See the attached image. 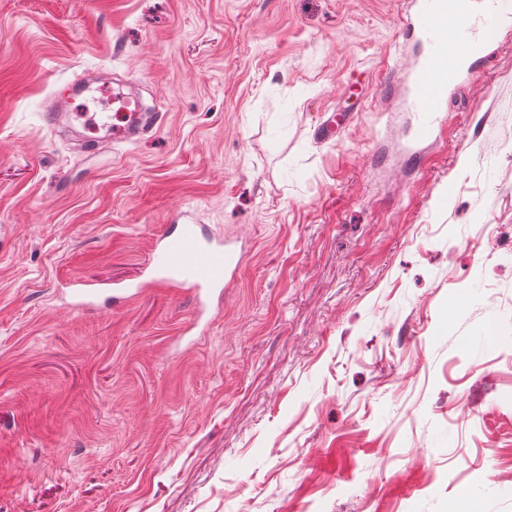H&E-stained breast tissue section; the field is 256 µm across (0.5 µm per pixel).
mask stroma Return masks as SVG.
I'll list each match as a JSON object with an SVG mask.
<instances>
[{
	"instance_id": "stroma-1",
	"label": "stroma",
	"mask_w": 512,
	"mask_h": 512,
	"mask_svg": "<svg viewBox=\"0 0 512 512\" xmlns=\"http://www.w3.org/2000/svg\"><path fill=\"white\" fill-rule=\"evenodd\" d=\"M407 8L0 0V512H512V27L416 146ZM88 71L162 127L48 131ZM182 223L242 255L194 345L185 291L58 297ZM84 87L83 82L72 85L71 94L67 98L61 100L56 106H47L46 111L42 115L44 125L56 129L60 125L62 118H68L71 113L63 111L70 104V100L74 103L75 97L82 92ZM68 291L57 289L62 295L69 294L71 302L69 305L78 311H90L98 308L101 303L97 301V291L89 288L91 285L79 281H70L66 284Z\"/></svg>"
}]
</instances>
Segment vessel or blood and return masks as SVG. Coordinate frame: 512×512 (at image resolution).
Wrapping results in <instances>:
<instances>
[{"instance_id": "obj_1", "label": "vessel or blood", "mask_w": 512, "mask_h": 512, "mask_svg": "<svg viewBox=\"0 0 512 512\" xmlns=\"http://www.w3.org/2000/svg\"><path fill=\"white\" fill-rule=\"evenodd\" d=\"M412 8V34L419 50L410 68L407 104L420 115L415 138L425 142L436 134L449 92L479 73L487 44L502 26L512 24V0H413ZM99 120L108 130L106 143L112 144L141 140L154 118L141 112L117 123L104 112ZM240 262L229 242L205 225L169 224L152 246L143 280L125 286L116 299L134 300L148 288L188 290L194 307L183 332L202 336L216 318ZM68 294L76 310L99 306L96 290L86 283L69 282Z\"/></svg>"}]
</instances>
